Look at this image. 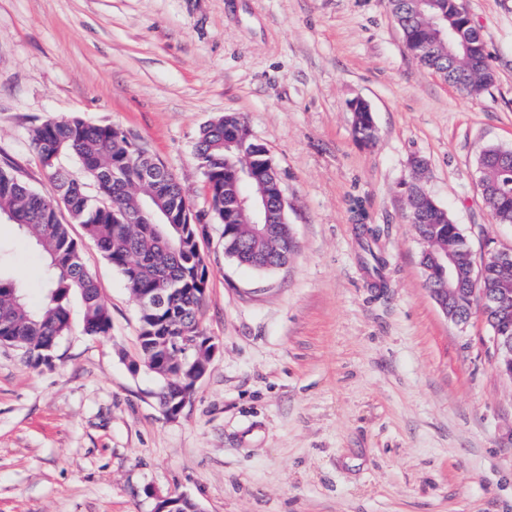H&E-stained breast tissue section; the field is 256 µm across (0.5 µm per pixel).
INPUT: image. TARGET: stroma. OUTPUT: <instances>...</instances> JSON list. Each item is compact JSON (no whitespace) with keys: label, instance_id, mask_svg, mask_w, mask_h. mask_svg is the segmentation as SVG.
I'll return each instance as SVG.
<instances>
[{"label":"stroma","instance_id":"35a3bbf8","mask_svg":"<svg viewBox=\"0 0 512 512\" xmlns=\"http://www.w3.org/2000/svg\"><path fill=\"white\" fill-rule=\"evenodd\" d=\"M493 79L472 96L409 54L386 0H0V167L52 191L28 131L77 116L122 129L182 184L205 234L200 329L219 349L178 418L139 364L138 305L66 208L112 329L81 299L51 364L0 344V512H512V378L481 315L431 298L405 214L415 159L476 256L512 251L477 159L512 150V0H466ZM368 104L373 143L353 134ZM243 116L288 198L295 251L254 271L224 253L195 160L201 128ZM370 225L385 287L363 264ZM0 252L42 303L17 225Z\"/></svg>","mask_w":512,"mask_h":512}]
</instances>
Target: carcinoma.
I'll use <instances>...</instances> for the list:
<instances>
[{"mask_svg":"<svg viewBox=\"0 0 512 512\" xmlns=\"http://www.w3.org/2000/svg\"><path fill=\"white\" fill-rule=\"evenodd\" d=\"M461 0H428L417 9L409 0H388L410 55L424 68L449 79L470 94L481 93L492 81L490 54L480 42L465 52L448 42V33L465 22ZM353 131L364 143L373 136L372 113L365 106L354 110ZM53 186V194L32 190L16 175L0 168V220L14 222L43 253L49 288L44 303L32 305L20 281L0 262V342L25 349L35 365H48L58 340L71 329V291L82 301L83 329L88 336H106L112 327L110 311L85 267L79 244L56 217L63 203L71 221L84 226L88 237L126 282L136 302L160 296L158 309L139 314V345L143 365L159 381L158 402L169 405V375L178 367L167 354L171 337L182 328L196 329L206 284L207 266L198 242L202 229L181 183L162 171L149 184L141 181L144 161L121 129L91 126L78 117L47 120L28 134ZM265 146L249 136L243 118L226 114L202 129L195 149L197 166L205 179L214 219L223 227L224 253L237 264L258 271L288 263L294 239L288 213L273 199V229L266 237L254 232L253 215L232 208L234 200L252 191L244 173L252 171L264 182L275 174L265 167ZM75 156L90 183L70 177L59 163L61 154ZM481 192L495 220L512 224V151L486 148L478 157ZM149 193L159 196L171 223L159 225L170 240L163 247L149 225L137 217V205ZM410 223L422 243L425 284H437L441 270L433 262L448 253L456 257L462 287L494 291L512 289V267L485 266L476 261L458 225L435 201L409 202ZM362 243L363 262L377 278L385 267L374 250L377 230L368 228Z\"/></svg>","mask_w":512,"mask_h":512,"instance_id":"carcinoma-1","label":"carcinoma"}]
</instances>
